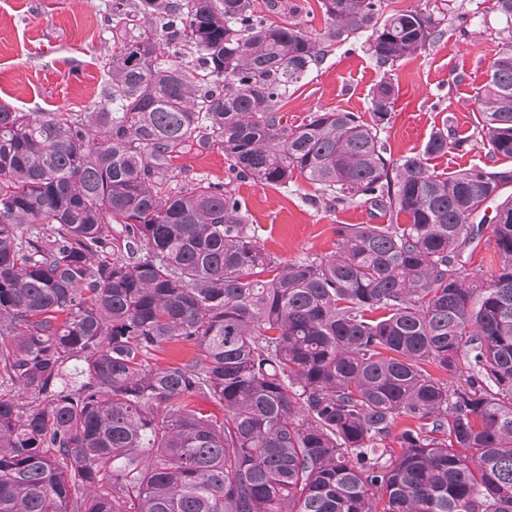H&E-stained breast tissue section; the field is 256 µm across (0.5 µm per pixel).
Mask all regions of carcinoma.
I'll list each match as a JSON object with an SVG mask.
<instances>
[{
    "instance_id": "obj_1",
    "label": "carcinoma",
    "mask_w": 512,
    "mask_h": 512,
    "mask_svg": "<svg viewBox=\"0 0 512 512\" xmlns=\"http://www.w3.org/2000/svg\"><path fill=\"white\" fill-rule=\"evenodd\" d=\"M321 7L319 42L253 0H112L107 103L0 105V512H512L511 197L492 229L501 267L464 269L470 217L512 169L431 171L469 143L447 122L423 155L387 158V80L371 124L284 120L325 44L369 31L392 67L443 35L426 6ZM495 9L507 37L476 101L498 162L512 160V0ZM194 141L238 178L297 171L387 223L342 225L334 254L275 268L230 184L172 185V154ZM169 343L195 353L151 365Z\"/></svg>"
}]
</instances>
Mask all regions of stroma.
I'll return each instance as SVG.
<instances>
[{"label": "stroma", "instance_id": "35a3bbf8", "mask_svg": "<svg viewBox=\"0 0 512 512\" xmlns=\"http://www.w3.org/2000/svg\"><path fill=\"white\" fill-rule=\"evenodd\" d=\"M429 2L447 10L444 34L415 56L391 68L378 67L366 50L367 34L334 43L323 61L283 101L281 112L298 124L311 113L341 109L371 121V98L384 80L395 86L396 102L382 140L400 163L421 154L445 121L469 137L464 151L431 157L439 174L491 164L477 136L475 97L498 50L503 22L491 0H388L404 10ZM277 22H293L319 39L328 24L319 0H277ZM112 0H0V102L20 112H73L104 99L109 76L103 61L112 52ZM178 185L231 183L260 243L276 261L324 258L336 250L341 224H381L370 202L348 206L322 198L301 177L285 186L233 179L223 149L194 144L174 154Z\"/></svg>", "mask_w": 512, "mask_h": 512}]
</instances>
